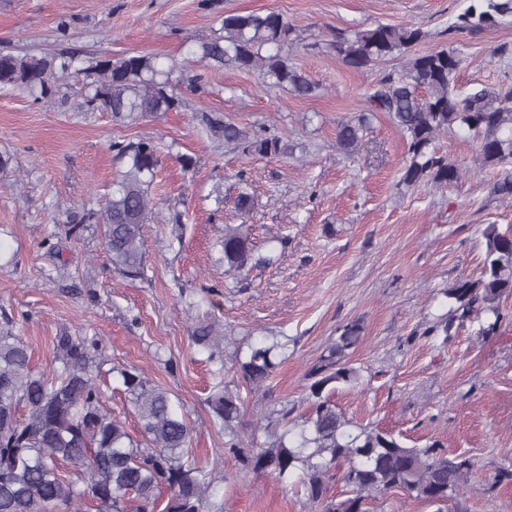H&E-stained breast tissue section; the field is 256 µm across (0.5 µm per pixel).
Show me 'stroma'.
Instances as JSON below:
<instances>
[{
  "label": "stroma",
  "mask_w": 512,
  "mask_h": 512,
  "mask_svg": "<svg viewBox=\"0 0 512 512\" xmlns=\"http://www.w3.org/2000/svg\"><path fill=\"white\" fill-rule=\"evenodd\" d=\"M469 0H0V51L74 54L51 102L0 87V309L20 314L16 331L40 371L55 368L59 331L99 342L103 401L137 433L138 419L119 369H135L172 394L191 427L190 449L211 471L224 512H311L295 484L244 470L224 449V431L207 404L228 387L255 426L285 409L309 413L308 372L343 326L361 339L349 361L360 385L333 399L353 421L400 436L406 446L440 442L471 456L475 471L465 512H512V295L500 301L497 335L479 336L480 318L436 323L453 304L446 292L477 277L488 226L512 233V204L493 195L498 167L474 165L475 142L460 131L438 148L461 165L446 186L401 184L407 146L386 115L375 113L363 146H336L338 122L355 118L374 86L400 69L388 59L356 70L329 43L336 32L378 23L414 25L419 51L458 48L461 91L512 81V20L474 35L448 32ZM277 11L288 18V58L317 84L294 96L259 71L199 62L195 50L222 36L228 13ZM128 52L156 55L172 71L180 103L128 123L86 106L89 63ZM212 114L264 138L279 154L246 155L213 138ZM151 140L159 166L153 212L144 227L145 275L118 274L104 228L86 219L99 209L126 160L113 142ZM249 192V212L237 198ZM80 232L67 236L72 223ZM249 229L254 262L226 272L224 227ZM211 323L222 360L192 343ZM276 342L284 359L266 387L246 386L237 350Z\"/></svg>",
  "instance_id": "obj_1"
}]
</instances>
